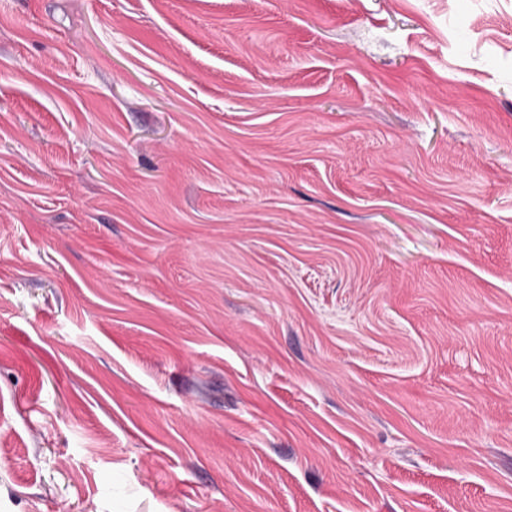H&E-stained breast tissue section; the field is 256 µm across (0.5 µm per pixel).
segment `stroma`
Returning <instances> with one entry per match:
<instances>
[{
  "instance_id": "1",
  "label": "stroma",
  "mask_w": 512,
  "mask_h": 512,
  "mask_svg": "<svg viewBox=\"0 0 512 512\" xmlns=\"http://www.w3.org/2000/svg\"><path fill=\"white\" fill-rule=\"evenodd\" d=\"M512 0H0V512H512Z\"/></svg>"
}]
</instances>
